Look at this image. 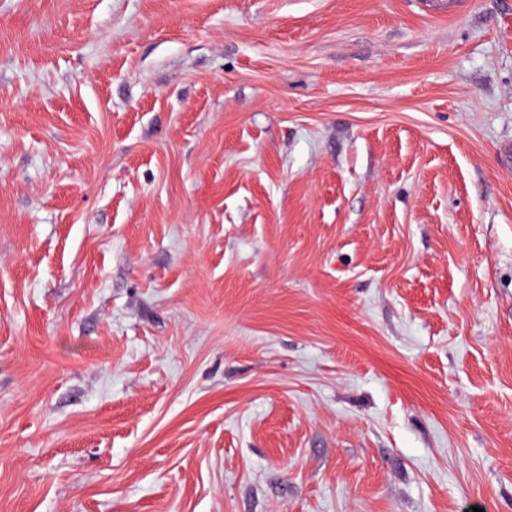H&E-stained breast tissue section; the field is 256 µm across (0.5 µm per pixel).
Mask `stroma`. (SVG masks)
Instances as JSON below:
<instances>
[{
	"mask_svg": "<svg viewBox=\"0 0 512 512\" xmlns=\"http://www.w3.org/2000/svg\"><path fill=\"white\" fill-rule=\"evenodd\" d=\"M0 0V512H512V0Z\"/></svg>",
	"mask_w": 512,
	"mask_h": 512,
	"instance_id": "obj_1",
	"label": "stroma"
}]
</instances>
